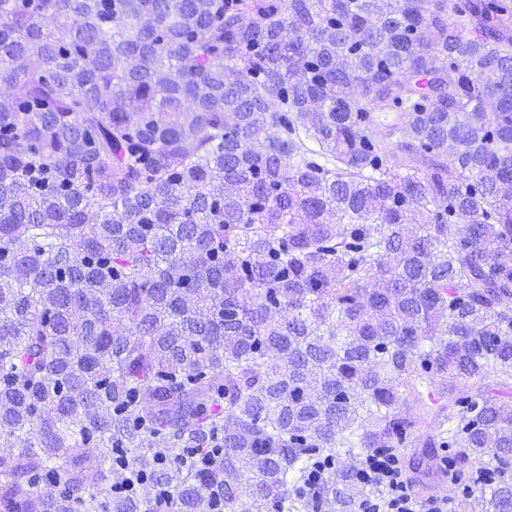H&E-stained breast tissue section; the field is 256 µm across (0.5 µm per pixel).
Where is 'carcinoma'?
Masks as SVG:
<instances>
[{"instance_id":"carcinoma-1","label":"carcinoma","mask_w":512,"mask_h":512,"mask_svg":"<svg viewBox=\"0 0 512 512\" xmlns=\"http://www.w3.org/2000/svg\"><path fill=\"white\" fill-rule=\"evenodd\" d=\"M0 81V512H512V0H0ZM398 458L382 452L367 455L357 464V473L366 483H378L383 486L382 493L363 498L358 506L359 512H447L448 497L457 495L454 486L432 483L424 493L431 497L422 498L406 479L398 466Z\"/></svg>"}]
</instances>
